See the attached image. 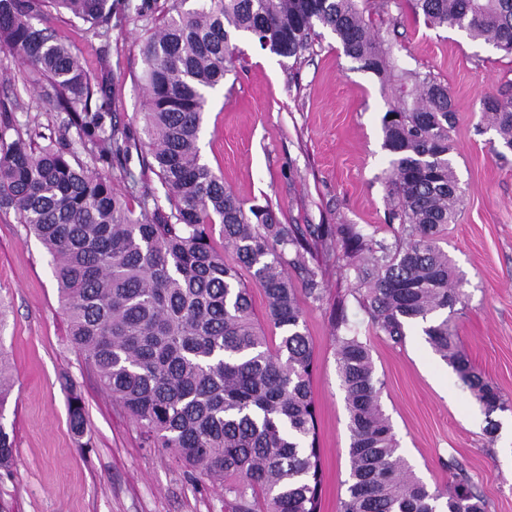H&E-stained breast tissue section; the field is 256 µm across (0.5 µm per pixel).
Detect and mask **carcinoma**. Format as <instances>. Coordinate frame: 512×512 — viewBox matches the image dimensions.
I'll return each mask as SVG.
<instances>
[{
    "instance_id": "1",
    "label": "carcinoma",
    "mask_w": 512,
    "mask_h": 512,
    "mask_svg": "<svg viewBox=\"0 0 512 512\" xmlns=\"http://www.w3.org/2000/svg\"><path fill=\"white\" fill-rule=\"evenodd\" d=\"M168 2L141 49L144 143L113 120L103 87L48 28L54 10L107 39L111 0H0V50L40 88L39 109L66 114L58 145H43L52 135L38 118L22 127L12 116L17 103L0 100V207L13 209L46 248L71 342L149 447L222 488L230 512H320L314 354L300 295L321 299L320 255L342 250L365 286L356 301L379 332L398 344L419 329L486 414L508 410L461 351L448 318L464 296L440 246L462 204L451 95L431 75L408 70L410 89L383 116L394 241L356 224H283L268 205L245 207L202 161L209 94L234 68L240 35L298 60L326 29L361 69L389 73L368 0H198L192 9L187 0ZM412 11L430 27L456 28L512 54V0H412ZM480 112L512 151V94L484 95ZM134 157L141 171L155 172L168 207L145 190L137 214L115 191L116 169L136 182ZM215 224L228 257L212 244ZM249 280L281 331L275 345L254 320ZM333 322L350 434L338 512H487L469 482L431 488L413 472L382 410L370 345L349 325L345 302ZM67 388L70 429L81 440V398L73 383ZM13 462L14 438L0 423V469Z\"/></svg>"
}]
</instances>
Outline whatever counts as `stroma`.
Returning a JSON list of instances; mask_svg holds the SVG:
<instances>
[{
    "mask_svg": "<svg viewBox=\"0 0 512 512\" xmlns=\"http://www.w3.org/2000/svg\"><path fill=\"white\" fill-rule=\"evenodd\" d=\"M124 2L106 40L66 15L50 26L89 61L93 78L108 86L117 120L139 135L141 48L155 21L138 13L142 0ZM370 17L392 49L387 81L358 69L327 31L296 61L239 40L235 68L207 107L202 159L245 205H270L282 223L357 224L389 240L382 180L387 104L401 70L428 72L447 84L454 102L452 161L463 192L458 219L441 240L463 282L453 320L469 359L512 403V152L495 155L497 135L480 112L483 95L512 93V55L456 29L428 27L414 17L409 0H370ZM103 49L108 71L98 63ZM345 265L327 261L322 300L303 301L315 361L321 512H337L349 469V419L332 321L337 297L357 289ZM347 316L371 346L382 408L416 475L431 487L468 479L488 512H512V410L486 417L420 332L393 343L353 300ZM0 341L13 382L0 423L15 439L13 469L0 471V512H228L223 490L190 479L171 454L148 448L137 425L113 404L70 341L49 256L10 208L0 209ZM69 380L85 410V448L68 425ZM491 419L499 425L493 435Z\"/></svg>",
    "mask_w": 512,
    "mask_h": 512,
    "instance_id": "1",
    "label": "stroma"
}]
</instances>
